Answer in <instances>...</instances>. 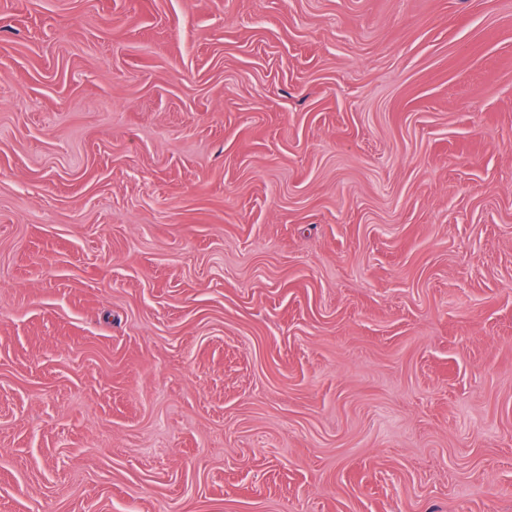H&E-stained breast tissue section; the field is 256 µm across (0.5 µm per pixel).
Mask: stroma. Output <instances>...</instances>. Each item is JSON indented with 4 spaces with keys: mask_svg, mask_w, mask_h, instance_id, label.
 <instances>
[{
    "mask_svg": "<svg viewBox=\"0 0 512 512\" xmlns=\"http://www.w3.org/2000/svg\"><path fill=\"white\" fill-rule=\"evenodd\" d=\"M0 512H512V0H0Z\"/></svg>",
    "mask_w": 512,
    "mask_h": 512,
    "instance_id": "obj_1",
    "label": "stroma"
}]
</instances>
